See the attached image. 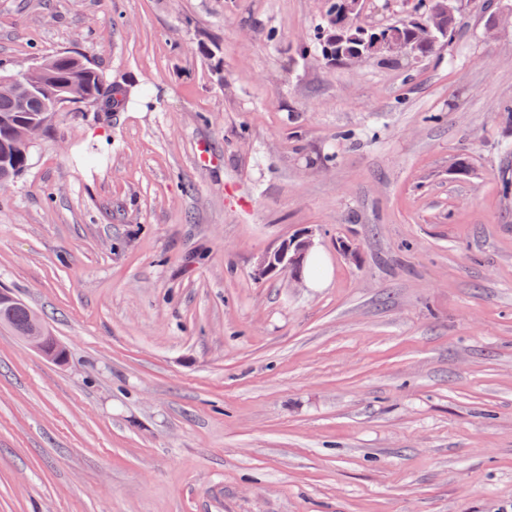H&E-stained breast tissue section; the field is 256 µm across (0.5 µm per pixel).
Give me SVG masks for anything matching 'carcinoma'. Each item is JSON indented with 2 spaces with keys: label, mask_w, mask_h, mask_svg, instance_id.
<instances>
[{
  "label": "carcinoma",
  "mask_w": 512,
  "mask_h": 512,
  "mask_svg": "<svg viewBox=\"0 0 512 512\" xmlns=\"http://www.w3.org/2000/svg\"><path fill=\"white\" fill-rule=\"evenodd\" d=\"M329 2L326 21L315 34L322 54L332 52L343 57L351 50L359 49L369 57L380 55L371 44L369 34L357 28L350 32L343 29V21L336 15L338 0ZM375 33L383 38L393 35L410 43L413 55L420 57L433 53L440 45L449 42L451 36L449 31H437L435 42L423 43L408 21L380 26ZM126 95L125 87L112 82L79 55L65 52L41 61L34 70L31 90L13 94L0 92V179L12 178L27 169L31 145L22 137L23 125L55 114L57 98H71L76 104L101 111L116 109ZM30 312V308L17 300L3 313L0 322L23 336L31 324Z\"/></svg>",
  "instance_id": "1"
}]
</instances>
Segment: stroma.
Listing matches in <instances>:
<instances>
[{
    "label": "stroma",
    "instance_id": "35a3bbf8",
    "mask_svg": "<svg viewBox=\"0 0 512 512\" xmlns=\"http://www.w3.org/2000/svg\"><path fill=\"white\" fill-rule=\"evenodd\" d=\"M326 0H0L85 55L0 189V512H512V0L426 58L322 60ZM311 234L328 287L254 276ZM13 301H15V299L11 296L10 292L4 290L0 291V305L2 302L9 303ZM30 312V308L16 300L9 310L4 311L1 324L8 325L18 336H24V340L28 345L42 357L53 362H58L59 359L56 357L51 345V336L48 331L46 335L41 331V323L37 318L33 321L31 328L27 332V336H25L32 321Z\"/></svg>",
    "mask_w": 512,
    "mask_h": 512
}]
</instances>
